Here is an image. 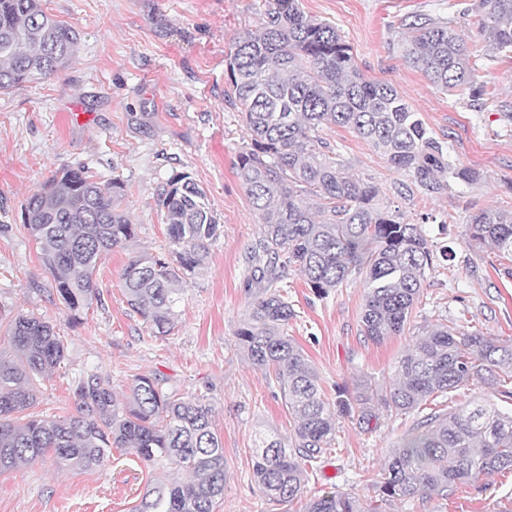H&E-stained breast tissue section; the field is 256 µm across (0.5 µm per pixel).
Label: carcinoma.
Wrapping results in <instances>:
<instances>
[{
    "label": "carcinoma",
    "mask_w": 512,
    "mask_h": 512,
    "mask_svg": "<svg viewBox=\"0 0 512 512\" xmlns=\"http://www.w3.org/2000/svg\"><path fill=\"white\" fill-rule=\"evenodd\" d=\"M470 11L480 16L486 35L482 57L512 59V0H473L461 9ZM403 26L407 62L422 68L436 88L481 100L465 33L428 14L408 16ZM77 40L75 28L49 14L42 0H0V91L64 68ZM224 62L247 130L236 175L260 218L249 280L265 283L236 339L256 369L274 374L294 419L287 443L258 432L253 474L259 489L277 503L300 497L306 467L321 461L337 419L348 414L367 431L383 413L410 422L378 482L385 502L446 500L460 483L512 470V411L485 399L424 411L429 399L449 400L475 383L512 400V340L466 332L444 317L415 336L397 361L389 391L374 394L361 384L339 393L332 406L316 367L285 331L295 310L280 283L290 274L320 297L358 275L364 335L374 342L400 335L420 304L427 273L438 257H448L433 248L423 225L400 221L380 203L378 188L349 175L340 154L318 136L320 126L352 129L429 193H450L459 182L475 181L476 172L430 135L393 85L365 79L336 26L308 16L300 0H272L260 26L236 37ZM123 196L120 179L101 182L83 167H65L24 205V228L74 323L98 294L93 274L99 262L135 237ZM157 206L171 258L133 257L122 289L128 305L165 336L175 327L178 285L205 268L219 224L206 193L186 173L168 180ZM466 236L471 247L492 245L512 256V212L481 210L471 216ZM10 332L14 356L0 358V470L48 454L71 468L97 467L112 449L125 448L145 462L190 473L185 483L148 489L133 512H216L224 499V448L207 400L179 397L144 375L135 378L120 411L110 385L89 374L74 391L77 414L22 422L18 414L33 404L37 382L64 360L65 347L41 317L20 315ZM379 509L343 492L305 506V512Z\"/></svg>",
    "instance_id": "obj_1"
}]
</instances>
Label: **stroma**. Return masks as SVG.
I'll list each match as a JSON object with an SVG mask.
<instances>
[{"label":"stroma","mask_w":512,"mask_h":512,"mask_svg":"<svg viewBox=\"0 0 512 512\" xmlns=\"http://www.w3.org/2000/svg\"><path fill=\"white\" fill-rule=\"evenodd\" d=\"M459 0H301L305 13L335 25L365 79L392 84L419 112L431 135L445 141L478 180L452 194L406 185L403 173L352 130L322 126L355 178L376 186L384 206L409 224H424L436 250H447L423 286L411 329L376 344L362 334L364 291L359 276L320 297L298 275L287 280L295 316L287 332L317 368L328 398L369 376L377 389L396 380L397 360L415 334L438 316L469 332L512 340V276L497 249L468 248L466 224L485 208L512 211V59L489 65L472 57L481 106L432 87L401 54L400 22L411 13L451 19L481 48L476 13ZM48 13L78 30L66 68L0 92V356L13 347L10 320L35 315L52 321L64 361L40 381L31 415L75 414L74 390L87 374L108 381L125 406L135 377L157 376L166 391L207 398L224 444V500L218 512H304L306 502L332 491L376 499L374 481L405 432L381 417L376 430L340 418L330 449L309 470L300 498L278 504L253 476L256 434L289 438L293 418L275 378L238 351L235 332L257 287L247 282L246 256L259 218L234 164L246 140L240 105L229 98L224 54L233 40L261 23L269 0H45ZM84 166L99 180L120 178L123 206L135 237L98 264L100 298L81 324L51 296L52 278L23 227L27 197L57 169ZM184 172L206 192L221 233L205 271L181 284L174 329L158 335L127 304L121 287L130 258L162 255L169 247L156 194ZM168 465L150 464L116 448L101 467L78 470L52 456L0 472V512H131L156 480L184 481ZM512 502V471L464 483L445 500H396L385 512H502Z\"/></svg>","instance_id":"35a3bbf8"}]
</instances>
